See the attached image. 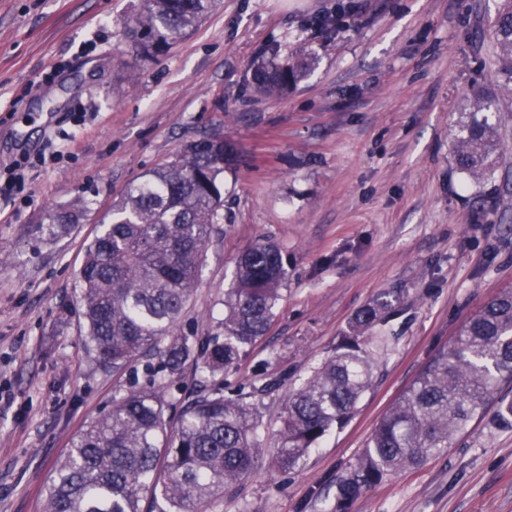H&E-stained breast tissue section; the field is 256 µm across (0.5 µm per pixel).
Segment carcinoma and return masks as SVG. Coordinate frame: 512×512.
Returning <instances> with one entry per match:
<instances>
[{
	"mask_svg": "<svg viewBox=\"0 0 512 512\" xmlns=\"http://www.w3.org/2000/svg\"><path fill=\"white\" fill-rule=\"evenodd\" d=\"M216 4L142 0L131 37L142 53L158 56ZM494 35L503 87L511 91L512 0H503ZM305 70L280 59L271 45L253 61L247 82L280 96ZM496 112L495 96L477 95L461 113L453 154L458 170L475 182L492 175L500 160ZM238 162L228 141H192L130 183L99 221L102 230L79 273L82 343L112 372L129 374L130 387L72 439L45 488V512H203L255 471L259 406L252 391L224 395V371L271 327L288 277L279 247L262 239L237 257L215 335L200 343L177 332L206 245L224 223V173ZM84 217L83 210L52 209L35 233L53 241ZM397 303L385 292L357 311L334 353L289 389L272 450L277 471L300 469L328 432L355 415L374 376L367 335ZM189 366L206 384L188 393L175 383ZM503 381H512V290L463 324L377 422L356 463L336 481L334 512H347L386 477L447 453L470 420L489 410ZM493 420L512 429V400L497 403Z\"/></svg>",
	"mask_w": 512,
	"mask_h": 512,
	"instance_id": "carcinoma-1",
	"label": "carcinoma"
}]
</instances>
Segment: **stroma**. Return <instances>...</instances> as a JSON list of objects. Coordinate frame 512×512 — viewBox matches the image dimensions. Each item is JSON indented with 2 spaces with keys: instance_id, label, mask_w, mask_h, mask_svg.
<instances>
[{
  "instance_id": "obj_1",
  "label": "stroma",
  "mask_w": 512,
  "mask_h": 512,
  "mask_svg": "<svg viewBox=\"0 0 512 512\" xmlns=\"http://www.w3.org/2000/svg\"><path fill=\"white\" fill-rule=\"evenodd\" d=\"M140 0H0V512H44L73 437L128 389L83 348L79 271L127 186L190 141L223 134L224 222L180 323L211 336L237 256L275 242L288 280L267 335L225 389L281 379L259 399L263 444L293 383L332 353L349 319L390 291L375 372L352 420L303 469L252 476L206 512H330L336 480L376 422L460 325L512 289V93L498 90L501 0H219L164 54L127 31ZM330 26L318 28L320 19ZM313 58L280 97L247 84L258 53ZM60 70L53 80L44 74ZM495 93L501 161L484 183L452 143L474 93ZM60 150L57 161L37 163ZM33 158L24 196L11 168ZM55 207L87 220L54 242L32 229ZM348 512H512V429L473 420L447 454L392 475Z\"/></svg>"
}]
</instances>
